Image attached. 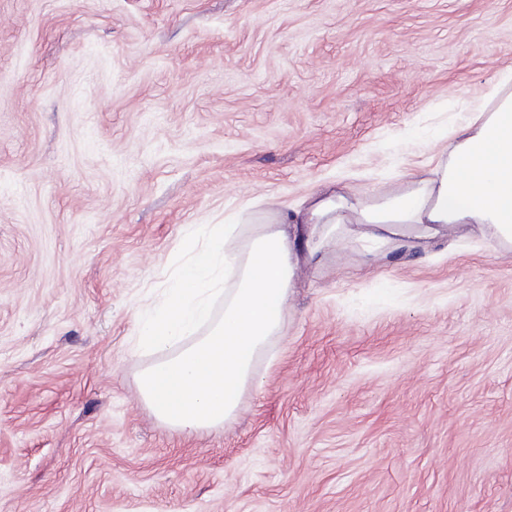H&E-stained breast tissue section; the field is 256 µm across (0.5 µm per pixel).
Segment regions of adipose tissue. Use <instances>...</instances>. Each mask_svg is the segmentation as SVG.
I'll use <instances>...</instances> for the list:
<instances>
[{
    "label": "adipose tissue",
    "mask_w": 512,
    "mask_h": 512,
    "mask_svg": "<svg viewBox=\"0 0 512 512\" xmlns=\"http://www.w3.org/2000/svg\"><path fill=\"white\" fill-rule=\"evenodd\" d=\"M447 138V159L401 191L369 198L322 187L295 218L280 216L278 227H261L242 245L239 225H210L208 243L179 268L164 303L139 320L138 347L160 355L137 377L153 417L187 436L233 419L246 388L257 383V358L283 326L296 269L348 225L382 243L469 228L511 245L512 69L496 75L483 103ZM302 236L307 248L300 251ZM203 326L207 334L188 341Z\"/></svg>",
    "instance_id": "1"
}]
</instances>
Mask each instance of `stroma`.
<instances>
[{
	"label": "stroma",
	"instance_id": "stroma-1",
	"mask_svg": "<svg viewBox=\"0 0 512 512\" xmlns=\"http://www.w3.org/2000/svg\"><path fill=\"white\" fill-rule=\"evenodd\" d=\"M512 0H0V512H512V247L325 241L235 417L137 390L195 224L441 156Z\"/></svg>",
	"mask_w": 512,
	"mask_h": 512
}]
</instances>
